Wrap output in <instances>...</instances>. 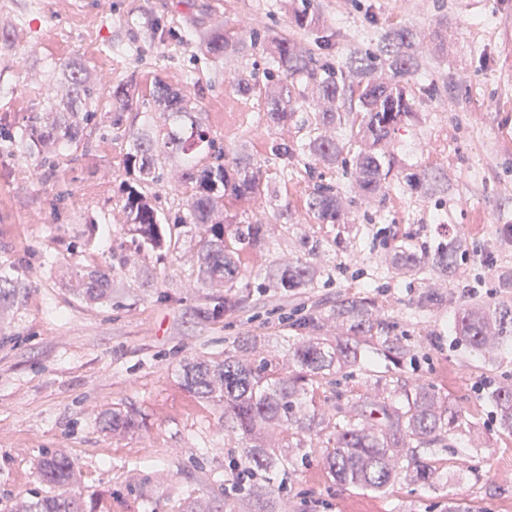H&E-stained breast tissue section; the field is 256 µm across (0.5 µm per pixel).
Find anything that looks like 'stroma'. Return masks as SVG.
Here are the masks:
<instances>
[{
    "instance_id": "1",
    "label": "stroma",
    "mask_w": 512,
    "mask_h": 512,
    "mask_svg": "<svg viewBox=\"0 0 512 512\" xmlns=\"http://www.w3.org/2000/svg\"><path fill=\"white\" fill-rule=\"evenodd\" d=\"M300 0H112L109 13L80 0H0V126L26 127L65 99L63 72L78 62L102 92L135 80L188 90L216 148L263 160L272 196L231 205L237 223L262 221L267 244L244 255L245 302L217 314L226 291L197 279V238L164 253L132 244L122 207L126 129L93 131L55 167L0 141V268L17 267L15 303L0 305V512L48 493L35 466L48 449L67 452L80 478L70 489L86 512H181L191 500L222 512L230 446L224 411L185 390L180 365L220 357L242 336L263 356L288 362V346L313 333L335 339L338 297L370 298L408 348L399 374L435 388L461 409L453 436L421 449L438 473L433 484L400 478L386 493L340 485L312 448L299 471L279 476L288 512H512V434L497 423L488 384L512 382V345L476 357L453 329L465 303L512 301V0H311L319 17L311 50L345 64L406 29L412 51L433 64L410 74L417 120L400 126L386 149L396 165L382 195L364 198L349 170L307 156L282 166L276 142L297 140L295 126H272L265 101L236 92L243 70L272 64L252 47L251 30L293 34ZM237 34L239 51L203 54L198 36L216 18ZM431 95L421 89L431 83ZM424 173L410 192L406 173ZM339 188L340 224L309 217L316 183ZM460 237L451 273L423 280L390 273L393 248L424 252ZM303 258L315 288H268L273 264ZM87 266L112 268V298H79L70 278ZM134 411L139 429L104 432L103 413Z\"/></svg>"
}]
</instances>
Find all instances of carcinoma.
Segmentation results:
<instances>
[{"mask_svg": "<svg viewBox=\"0 0 512 512\" xmlns=\"http://www.w3.org/2000/svg\"><path fill=\"white\" fill-rule=\"evenodd\" d=\"M291 38L269 39L255 32L252 43L271 45L273 66L266 72L270 85H260L253 71L234 77L237 91L244 96H265L266 122L273 126L292 124L301 133L291 145L275 152L288 163L298 155H308L329 165H351L357 184L367 195H379L391 174L393 158L385 146L399 125L413 119V97L404 76L426 70L430 63L408 53L410 33L397 30L385 36L379 53L368 52L360 70L375 67L377 60L388 65L386 80H350L352 66L345 68L319 63L302 46L316 26L310 0L293 15ZM205 51L220 58L238 50V41L224 32L204 37ZM317 83L324 106L297 118V102L292 88L302 80ZM70 101L80 110L61 113L51 122L35 115L30 124L12 136L23 151L54 165L60 149L78 146L87 130L98 127L101 93L84 70L72 67L67 77ZM140 110L133 86L119 85L110 95V125L118 126L123 113ZM197 105L186 92L156 83L148 107L142 111L138 127L128 131L126 175L122 204L127 215V231L139 247L170 248L172 229L186 225L194 229L200 247L197 263L204 286L220 282L234 288L243 275L242 252L265 245L262 224H238L225 214V201L247 202L267 197L271 180L264 163L249 156H234L215 150L209 132L194 114ZM349 125V134L332 138L324 134L330 127ZM175 161L183 167V183L189 185L184 208L160 216L146 187L159 183L166 166ZM309 214L321 224H340L344 210L339 190L317 184L306 199ZM461 242L418 253L399 246L392 268L413 276L423 272L445 274L456 262ZM319 272L308 261L296 259L275 265L266 273L273 288L294 292L313 288ZM19 287L8 270L0 271V304ZM71 288L91 301L112 299L111 273L86 267L75 276ZM336 323L349 336L330 342L319 336L303 337L288 349V370L271 359L252 353L247 340L238 344L244 355L227 353L224 359L190 358L181 366L183 386L199 397L224 404V432L241 444L238 457L229 462L239 481L235 497L224 499V512H288V502L278 496L280 488L271 484L270 474L288 473L300 452L313 448L321 436L327 437L325 460L329 473L341 484L380 492L403 474L428 484L435 469L422 460L415 447L435 444L448 438L462 414L442 401L439 393L423 384L396 387L377 380L365 392L327 410L317 405V392L338 384V375L360 363L357 336L377 340L384 351L399 357L405 352L402 338L394 335L389 322L378 318L374 304L365 298L344 296L336 301ZM456 336L472 352L485 354L496 345L512 343V304L467 305L454 322ZM487 399L495 406L499 426L512 433V384L490 390ZM103 429L130 432L139 428L137 415L114 409L100 420ZM272 427L281 428L283 443L276 447L267 437ZM42 480L53 487H69L78 473L70 457L61 450L44 453L39 462ZM14 512H85L82 501L68 494H53L25 501Z\"/></svg>", "mask_w": 512, "mask_h": 512, "instance_id": "cac0c4a2", "label": "carcinoma"}]
</instances>
